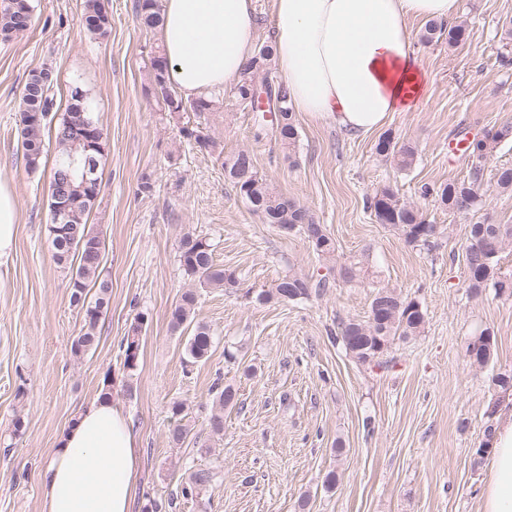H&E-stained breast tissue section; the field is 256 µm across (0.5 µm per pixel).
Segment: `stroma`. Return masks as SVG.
Wrapping results in <instances>:
<instances>
[{
  "label": "stroma",
  "instance_id": "obj_1",
  "mask_svg": "<svg viewBox=\"0 0 512 512\" xmlns=\"http://www.w3.org/2000/svg\"><path fill=\"white\" fill-rule=\"evenodd\" d=\"M83 4L32 0L34 26L0 41V179L13 190L18 224L16 251L0 267V512H41V470L66 426L106 390L138 434L133 512L148 498L168 499L192 466L216 468L218 477L172 512H478L494 411L512 397L493 382L512 372V293L470 292L466 238L470 224L487 218L512 224V193L499 192L495 178L512 165V141L484 165L480 210L448 211L435 190L467 179L472 139L512 125V0H458L452 21L465 36L454 46L425 42V19L409 20L426 79L415 110L389 113L356 137L299 112L291 148L257 137L255 112L230 91L217 95L213 111L168 112L148 92L160 42L136 22L134 0H109L111 31L102 40L87 32ZM43 65L55 71L58 103L71 86L86 91L107 141L88 223L102 239L100 268L112 288L99 345L80 357L71 346L82 316L48 233L58 114L43 130L41 168L29 171L22 157L20 98L28 72ZM187 126L211 147L184 137ZM387 134L414 147L411 167L377 152ZM241 149L326 227L332 257L248 210L224 177V159ZM144 171L153 192L139 189ZM425 186L433 195H422ZM385 187L437 225L432 247L406 243L376 221L366 201ZM189 231L206 237L216 264L237 278L233 288L197 291L194 320L210 328L212 347L195 363L185 353L192 326L170 327L188 286L178 245ZM359 257L368 277L344 281L341 266ZM292 273L330 286L309 299L258 301ZM378 285L417 300L425 324L395 340L382 366H362L345 352L341 323L367 318ZM140 314L147 322L130 373L121 345ZM486 331L494 355L477 367L465 347ZM217 385L237 393L218 435L208 426ZM175 401L184 405L177 419ZM177 424L187 430L179 442ZM331 472L338 481L329 490Z\"/></svg>",
  "mask_w": 512,
  "mask_h": 512
}]
</instances>
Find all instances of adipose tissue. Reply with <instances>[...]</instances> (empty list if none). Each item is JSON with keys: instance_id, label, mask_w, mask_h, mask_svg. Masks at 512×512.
<instances>
[{"instance_id": "obj_1", "label": "adipose tissue", "mask_w": 512, "mask_h": 512, "mask_svg": "<svg viewBox=\"0 0 512 512\" xmlns=\"http://www.w3.org/2000/svg\"><path fill=\"white\" fill-rule=\"evenodd\" d=\"M273 61L295 111L359 136L412 111L424 76L407 22L446 20L456 0H272ZM256 0H163L157 36L186 98L235 87L254 56ZM138 435L122 406L95 398L40 474L41 512H132ZM479 512H512V409L498 418Z\"/></svg>"}]
</instances>
